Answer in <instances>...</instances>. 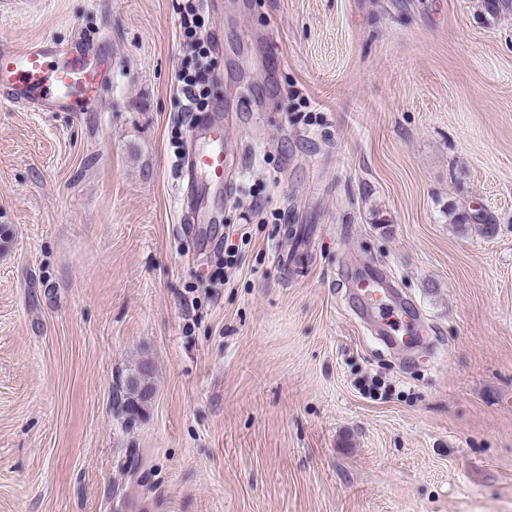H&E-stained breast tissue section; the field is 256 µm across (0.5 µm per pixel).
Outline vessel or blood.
Masks as SVG:
<instances>
[{
  "label": "vessel or blood",
  "mask_w": 512,
  "mask_h": 512,
  "mask_svg": "<svg viewBox=\"0 0 512 512\" xmlns=\"http://www.w3.org/2000/svg\"><path fill=\"white\" fill-rule=\"evenodd\" d=\"M102 46L60 45L45 40L20 51L0 50V100L33 106L47 112H94L106 82ZM206 144L187 159L188 167L223 181L229 158L224 150V127L209 124ZM353 298L370 314H384L392 300L379 279L363 278Z\"/></svg>",
  "instance_id": "1"
}]
</instances>
